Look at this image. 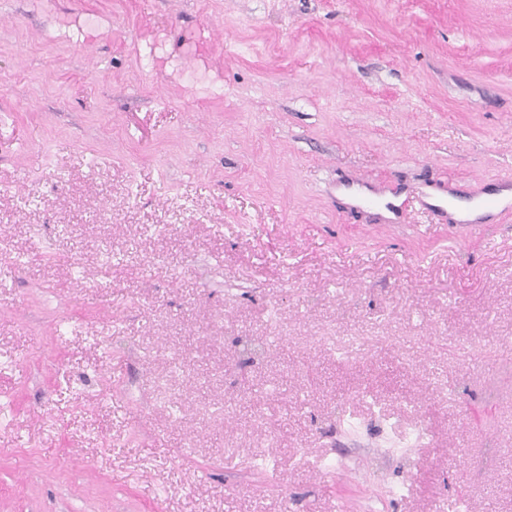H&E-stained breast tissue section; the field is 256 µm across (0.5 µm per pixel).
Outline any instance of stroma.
I'll return each instance as SVG.
<instances>
[{"instance_id": "35a3bbf8", "label": "stroma", "mask_w": 512, "mask_h": 512, "mask_svg": "<svg viewBox=\"0 0 512 512\" xmlns=\"http://www.w3.org/2000/svg\"><path fill=\"white\" fill-rule=\"evenodd\" d=\"M508 179L512 0H0V512H512Z\"/></svg>"}]
</instances>
